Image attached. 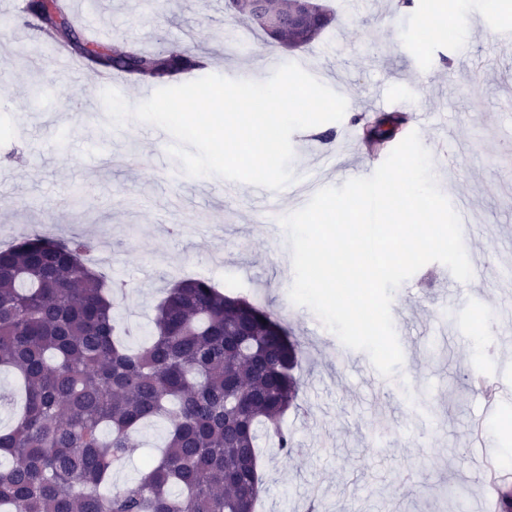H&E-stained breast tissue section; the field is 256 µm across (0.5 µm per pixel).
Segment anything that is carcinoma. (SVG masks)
Listing matches in <instances>:
<instances>
[{
  "label": "carcinoma",
  "instance_id": "cac0c4a2",
  "mask_svg": "<svg viewBox=\"0 0 512 512\" xmlns=\"http://www.w3.org/2000/svg\"><path fill=\"white\" fill-rule=\"evenodd\" d=\"M225 10L278 45L304 49L335 20L321 3L225 0ZM47 33L107 70L166 84L201 67L186 48L85 51L68 39L58 0H32ZM299 13L296 26L276 21ZM408 121L377 112L374 148ZM97 241L40 235L0 247V369L21 379L0 429V512H255L263 488L260 441L288 456L283 425L300 390L302 348L274 313L201 278L174 282L156 307L147 342L132 348L114 314L116 290L85 263ZM167 422L166 450L138 481L108 490L112 470L142 426Z\"/></svg>",
  "mask_w": 512,
  "mask_h": 512
}]
</instances>
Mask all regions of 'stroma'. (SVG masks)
<instances>
[{
    "mask_svg": "<svg viewBox=\"0 0 512 512\" xmlns=\"http://www.w3.org/2000/svg\"><path fill=\"white\" fill-rule=\"evenodd\" d=\"M29 0H0V17L13 23L0 35V245L32 229L104 236L103 271L128 285L117 312L144 339L154 309L178 268L217 285L238 281L237 292L279 313L304 350L298 410L286 423L295 451H262L264 490L258 512H441V493L464 496L471 512L486 498L475 468L471 431L484 410L472 387L475 372L505 393L490 427L491 467L512 461V319L478 335L473 319L512 305V8L467 0L465 33L448 44L419 43L429 0H322L335 24L307 48L286 53L266 35L224 11V0H104L91 23L107 27L113 42L159 52L179 45L204 66L179 76L186 83L210 74L265 81L267 58L306 62L312 76L347 101L354 115L400 111L422 120L418 133L433 159L440 191L464 202L472 231L464 241L471 263L486 276L449 281L431 262L394 293L392 318L404 354L394 384L370 383L369 356L342 344L309 309L289 298L293 282L288 241L279 222L303 207L314 190L370 176L386 152L369 153L363 140L304 144L292 171L309 175L307 189L272 197L240 184L236 194L204 187L157 145L154 125L127 119L111 127L103 103L88 105L99 75L64 69L54 40L37 28ZM478 75L482 107L465 82ZM333 157L324 165L322 154ZM467 305L453 318L444 306L456 289ZM445 343H437L440 323ZM165 437L163 425L141 430L138 446L112 473V484H133Z\"/></svg>",
    "mask_w": 512,
    "mask_h": 512,
    "instance_id": "1",
    "label": "stroma"
}]
</instances>
